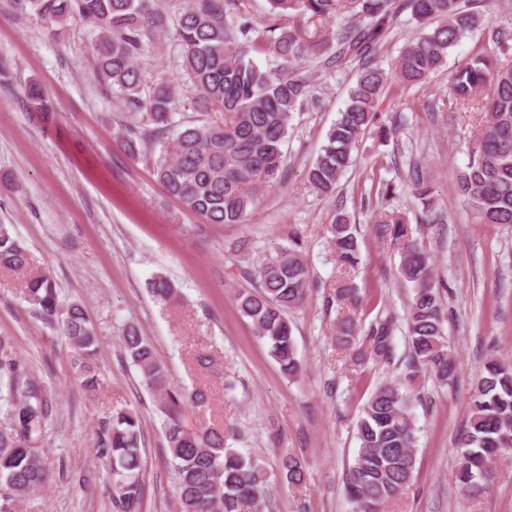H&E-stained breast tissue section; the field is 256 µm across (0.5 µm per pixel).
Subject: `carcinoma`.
Segmentation results:
<instances>
[{
	"mask_svg": "<svg viewBox=\"0 0 512 512\" xmlns=\"http://www.w3.org/2000/svg\"><path fill=\"white\" fill-rule=\"evenodd\" d=\"M20 17H35L52 34L79 19L96 34L97 77L110 85L131 110L124 146L135 157L151 145L160 148L154 175L166 191L210 224H241L263 192L275 186L284 164L283 145L292 114L312 98L310 81L293 64L310 53L326 69L359 63L349 103L329 129L319 156L308 170L310 187L332 193L350 166L352 152L366 130L379 120L377 104L389 80L374 57L398 13L411 11L428 31L410 41L395 70L398 81L420 85L439 70L477 17L460 10V0H268L271 22L257 25L247 18L244 0H190L176 21V36L184 50V67L199 95L202 112H222L224 120H197L173 125L174 88L162 83L144 91L136 59L150 38L167 27L156 0H12ZM350 14L363 24L344 28L336 48L324 55L300 30L282 19L300 17L313 24ZM232 19H227V16ZM504 59L483 56L460 65L451 79L450 101L474 103L483 114L469 161L459 174L461 196L483 224L512 225V31L494 33ZM272 52L280 64L261 69L250 53L258 46ZM26 97L33 111L53 113L41 85L31 82ZM375 234L401 246L399 274L411 288L407 309L409 362L405 382L380 384L362 408L356 425L357 453L345 474V490L356 512H383L384 505L410 484L416 464L418 428L411 410L410 387L422 372L443 385L453 376V363L443 338L439 286L423 242L409 237L404 218L380 217ZM337 260L357 264V230L340 215L329 227ZM27 250L0 224V268L22 271ZM250 287L235 293L237 309L265 339L282 373L298 375L289 313L301 307L310 284V270L299 243L244 271ZM162 303L177 296L165 277L151 283ZM24 299L73 345L76 374L84 390L99 386L93 363L97 337L78 304L58 311L57 291L44 274L25 281ZM395 316L381 312L355 335L351 321L340 325L336 341L358 345L355 361H389ZM126 355L141 373L144 385L157 397L164 417L169 465L176 477L180 512H262L263 476L254 461L227 444L224 428L191 426L188 407L207 403L202 389L187 391L172 384L151 344L130 326L122 336ZM54 405L47 389L24 361L0 338V512H17V504L49 480L42 464L44 427ZM143 445L138 414L118 411L104 422L97 437L99 455L110 466L112 512H134L142 497ZM461 452L457 485L469 495L486 489L492 472L487 462L512 448V365L488 360L469 402V416L459 438ZM282 475L291 485L305 479V465L296 455L282 461Z\"/></svg>",
	"mask_w": 512,
	"mask_h": 512,
	"instance_id": "obj_1",
	"label": "carcinoma"
}]
</instances>
